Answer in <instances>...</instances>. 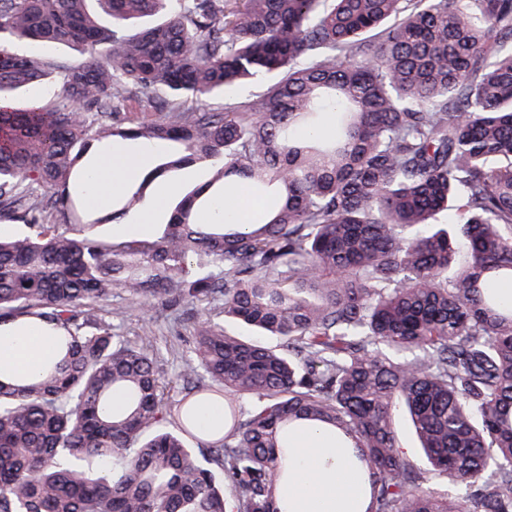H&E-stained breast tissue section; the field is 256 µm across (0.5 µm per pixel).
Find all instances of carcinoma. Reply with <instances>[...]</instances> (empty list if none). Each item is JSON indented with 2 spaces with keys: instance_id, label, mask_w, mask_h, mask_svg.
Instances as JSON below:
<instances>
[{
  "instance_id": "cac0c4a2",
  "label": "carcinoma",
  "mask_w": 512,
  "mask_h": 512,
  "mask_svg": "<svg viewBox=\"0 0 512 512\" xmlns=\"http://www.w3.org/2000/svg\"><path fill=\"white\" fill-rule=\"evenodd\" d=\"M262 78L258 100L184 106ZM44 80L52 104L13 97ZM151 90L164 117L124 125ZM115 139L165 153L86 215L89 157ZM196 164L212 179L156 237L100 238ZM235 183L274 207L202 220ZM2 218L25 230L0 237V325L41 324L56 353L0 379V512H286L305 424L344 441L364 512H512V0H0ZM114 295L144 315L217 298L255 338L198 323L173 395L150 337L103 317ZM396 430L400 445L407 452V455L421 468H425V465L420 457L417 449V441L412 432V429L407 419L400 414L396 419Z\"/></svg>"
}]
</instances>
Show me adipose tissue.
<instances>
[{"instance_id":"adipose-tissue-1","label":"adipose tissue","mask_w":512,"mask_h":512,"mask_svg":"<svg viewBox=\"0 0 512 512\" xmlns=\"http://www.w3.org/2000/svg\"><path fill=\"white\" fill-rule=\"evenodd\" d=\"M157 151L152 143L116 145L102 155L91 174L90 206H107L112 194L129 185ZM50 351L47 329L33 324L0 326V374L14 380L35 375ZM288 471V512H362L365 476L328 431L306 426L291 435Z\"/></svg>"}]
</instances>
